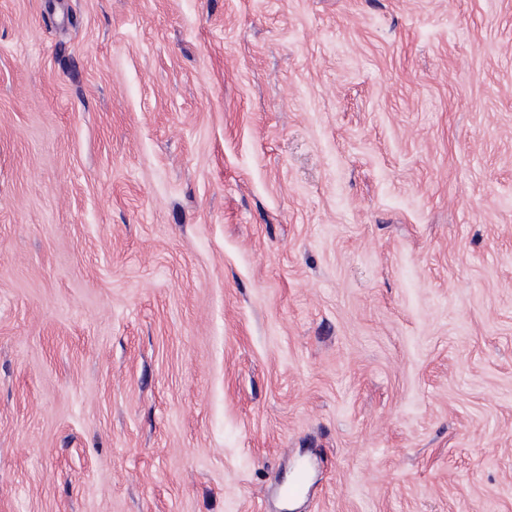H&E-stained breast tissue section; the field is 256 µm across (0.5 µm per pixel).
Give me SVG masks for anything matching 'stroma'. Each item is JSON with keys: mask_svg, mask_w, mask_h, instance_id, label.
I'll use <instances>...</instances> for the list:
<instances>
[{"mask_svg": "<svg viewBox=\"0 0 512 512\" xmlns=\"http://www.w3.org/2000/svg\"><path fill=\"white\" fill-rule=\"evenodd\" d=\"M0 512H512V0H0Z\"/></svg>", "mask_w": 512, "mask_h": 512, "instance_id": "stroma-1", "label": "stroma"}]
</instances>
